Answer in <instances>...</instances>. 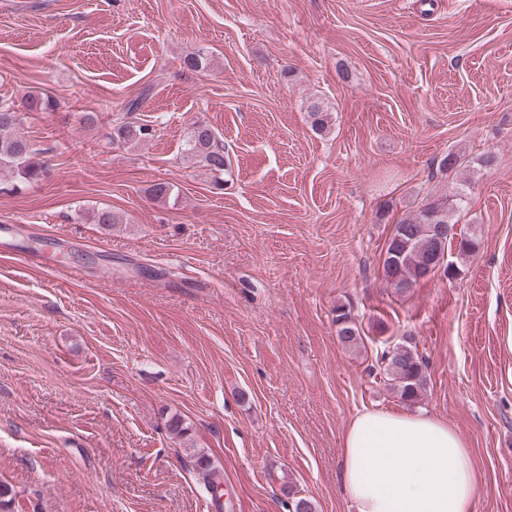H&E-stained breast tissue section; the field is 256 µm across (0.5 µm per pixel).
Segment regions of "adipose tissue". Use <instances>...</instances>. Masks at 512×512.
I'll list each match as a JSON object with an SVG mask.
<instances>
[{"mask_svg": "<svg viewBox=\"0 0 512 512\" xmlns=\"http://www.w3.org/2000/svg\"><path fill=\"white\" fill-rule=\"evenodd\" d=\"M481 475L447 422L367 410L347 427L340 486L356 512H474Z\"/></svg>", "mask_w": 512, "mask_h": 512, "instance_id": "obj_1", "label": "adipose tissue"}]
</instances>
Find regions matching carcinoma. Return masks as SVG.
I'll return each instance as SVG.
<instances>
[{"label":"carcinoma","instance_id":"cac0c4a2","mask_svg":"<svg viewBox=\"0 0 512 512\" xmlns=\"http://www.w3.org/2000/svg\"><path fill=\"white\" fill-rule=\"evenodd\" d=\"M137 111L138 101L125 105L123 120L112 125V144L127 146L151 135L152 128L130 120ZM309 117L312 131L319 135L329 132L331 117L327 109L314 103L309 107ZM19 123L18 105L9 98L1 97L0 171L12 172L25 182H38L47 174V164L35 160L40 149L18 132ZM187 152L199 158L212 174L215 184H224V173L228 171L224 142L209 125L198 123L194 126L187 142ZM467 199L466 190L452 191L428 201L393 226L382 261L383 276L391 287L401 292L427 276L432 250L429 225L450 224L452 217L465 207ZM336 326L342 343L352 346L361 340L356 321L344 305L336 308ZM374 370L405 402H418L426 390L424 363L410 337L397 345L396 350L382 351ZM192 465L207 490L214 494L215 500H220L223 475L211 457L202 450H196L192 454ZM16 497L13 488L0 480V512H14Z\"/></svg>","mask_w":512,"mask_h":512}]
</instances>
